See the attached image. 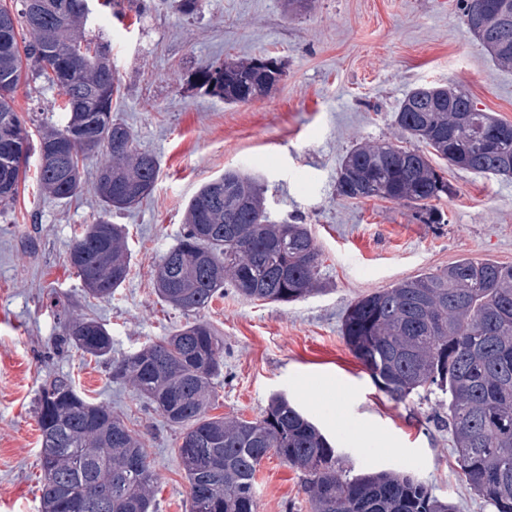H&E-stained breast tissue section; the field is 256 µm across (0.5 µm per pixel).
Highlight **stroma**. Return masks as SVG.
<instances>
[{"mask_svg":"<svg viewBox=\"0 0 512 512\" xmlns=\"http://www.w3.org/2000/svg\"><path fill=\"white\" fill-rule=\"evenodd\" d=\"M87 34L104 31L122 83L113 113L136 147L155 155L151 197L114 215L125 227L131 271L111 299L89 296L67 257L76 232L98 217V162H84L83 189L60 201L29 165L15 200L0 209V512H39L38 405L57 376L112 409L138 433L157 474L154 512H188L189 485L176 433L147 399L112 378V359L172 334L187 315L162 302L154 270L176 245L185 205L227 170L255 175L271 220L310 227L321 254L319 293L290 303L232 287L200 312L224 341L214 415L252 420L285 394L312 418L354 472L414 476L458 512H492L460 481L441 397L390 400L348 349L342 317L358 297L462 259L512 265V179L434 160L449 193L427 219L384 199H347L337 170L357 144L398 141L395 114L422 85L463 83L480 109L512 123V70L499 67L464 23L460 0H317L289 16L283 0H202L193 17L173 0L93 4ZM272 57L283 76L265 98L227 103L194 90L193 71L232 58ZM25 119L56 124L64 98L42 80L19 84ZM89 317L112 335L111 360L68 344L65 323ZM260 512H309L302 475L277 456L256 479Z\"/></svg>","mask_w":512,"mask_h":512,"instance_id":"1","label":"stroma"}]
</instances>
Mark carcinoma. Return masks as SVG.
<instances>
[{"mask_svg":"<svg viewBox=\"0 0 512 512\" xmlns=\"http://www.w3.org/2000/svg\"><path fill=\"white\" fill-rule=\"evenodd\" d=\"M84 0H28L20 16L0 6V205L12 202L32 152V132L14 110L13 94L34 70L65 97L59 125L38 131V179L59 200L80 183L70 176L79 159L62 160L69 139L90 138L100 157L96 192L101 212L82 227L69 262L80 279L93 270L98 299L126 281L130 254L112 213L153 192L159 159L136 149L113 119L120 80L104 33L86 34ZM488 0H460L465 24ZM30 40L21 46L17 24ZM512 69L494 35L481 42ZM278 64L264 57L199 66L193 88L229 103L266 95L280 81ZM395 122L427 151L390 142L361 143L337 171V190L350 199L379 198L435 215L448 184L430 157L478 175L512 178V123L477 108L461 85L420 86L401 102ZM186 228L166 252L172 280L157 285L166 304L197 315L229 284L247 299L290 303L319 291V250L305 224L270 220L257 178L230 170L188 200ZM68 336L84 354L112 360V377L146 395L178 432V455L189 483V512H259L255 495L262 462L274 454L304 475L311 512H457L412 475L399 471L353 474L318 426L278 394L255 420L208 415L213 380L224 366L223 341L197 319L172 335L112 359V335L99 322L73 318ZM346 344L383 392L402 402L420 391L439 392L448 408L441 426L455 445L460 480L494 512H512V265L458 260L351 303L343 317ZM43 472L41 512H152L157 474L143 441L67 379L39 399ZM138 457L141 468L130 469Z\"/></svg>","mask_w":512,"mask_h":512,"instance_id":"carcinoma-1","label":"carcinoma"}]
</instances>
